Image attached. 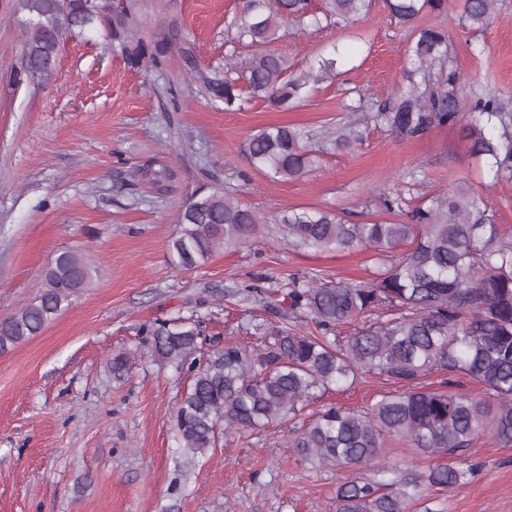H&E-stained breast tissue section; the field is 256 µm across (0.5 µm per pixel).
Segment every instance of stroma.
Wrapping results in <instances>:
<instances>
[{
  "instance_id": "stroma-1",
  "label": "stroma",
  "mask_w": 512,
  "mask_h": 512,
  "mask_svg": "<svg viewBox=\"0 0 512 512\" xmlns=\"http://www.w3.org/2000/svg\"><path fill=\"white\" fill-rule=\"evenodd\" d=\"M142 0L147 26L174 23L195 65L128 64L103 28L65 33L48 76L22 69L30 36L15 0H0V316L31 303L54 258L71 250L95 269L91 288L38 335L0 354V512H333L336 488L359 467L317 469L293 447L288 422L219 436L186 454L174 410L188 370L146 347L147 329L191 320L202 366L225 343L259 348L256 324H281L291 277L372 279L371 250L303 252L264 235L207 263L169 262L181 205L196 189L231 194L264 219L292 209L332 211L351 224L383 220L378 191L401 187L409 206L428 205L454 183L488 196L512 239V181L492 183L470 151L464 123L395 134L375 122L407 84V50L418 30L448 36L461 112L492 88L512 103V0H496L490 25L464 19L465 0L398 23L384 0L362 22L328 28L289 23L269 47L238 41L229 24L240 0ZM273 51L289 73L321 71L300 100L281 109L246 93L225 110L208 84ZM368 115L352 149L330 147L351 112ZM270 125L309 131L314 172L273 184L251 168L247 138ZM176 177L157 192L135 176L155 163ZM128 356L115 377L112 355ZM368 377L318 392L304 416L329 405L362 409L385 391ZM467 482L426 489L439 512H512V447L484 435Z\"/></svg>"
}]
</instances>
